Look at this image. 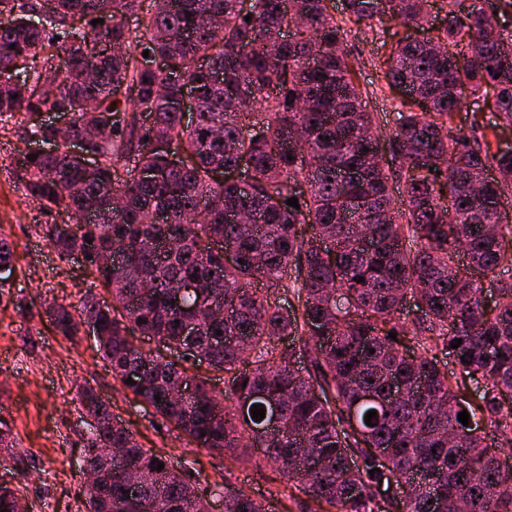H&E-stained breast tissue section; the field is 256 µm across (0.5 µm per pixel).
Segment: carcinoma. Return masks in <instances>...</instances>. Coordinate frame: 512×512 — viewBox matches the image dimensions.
Segmentation results:
<instances>
[{
    "label": "carcinoma",
    "instance_id": "1",
    "mask_svg": "<svg viewBox=\"0 0 512 512\" xmlns=\"http://www.w3.org/2000/svg\"><path fill=\"white\" fill-rule=\"evenodd\" d=\"M243 2L0 0V129L18 114L69 109L73 135L109 131L89 146L92 168L62 149L21 166L25 196L70 220L42 225L45 238L61 258L83 254L112 292L110 306L86 296L76 309L47 306V316L67 339L97 325L112 375L151 417L232 467L275 469L309 512H463L465 499L469 512H512V281L497 284L493 309L482 303V278L512 268V224L499 209L512 194V152H493L495 122L475 115L467 133L452 125L465 96L488 87L497 117L512 122V37L493 36L487 0H448L446 25L429 40L392 33L384 78L410 104L388 138L391 168L372 162L374 113L326 0ZM429 2L345 0L344 12L358 27L412 28ZM145 51L174 61L183 80L144 69ZM61 56L69 68L38 91ZM187 82L190 125L180 112ZM144 112L148 125L138 123ZM240 166L242 180L215 176ZM297 183L306 189L289 190ZM261 281L292 301L252 287ZM185 282L196 288L177 302ZM410 299L421 314L409 328L399 315ZM189 323L193 336L183 335ZM410 331L413 359L399 341ZM136 332L177 360L137 346ZM440 353L482 384L478 408L459 398ZM204 364L228 386L200 379L194 395L170 399L171 385ZM78 400L90 417L86 457L123 448L141 481L136 498L119 473L88 483L84 512L194 510L191 472L138 446L92 390ZM272 402L279 428L268 434L251 409ZM392 484L401 491L381 497ZM219 491L224 512H268L227 481ZM20 500L0 483V512Z\"/></svg>",
    "mask_w": 512,
    "mask_h": 512
}]
</instances>
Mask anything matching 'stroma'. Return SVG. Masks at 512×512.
Returning a JSON list of instances; mask_svg holds the SVG:
<instances>
[{"mask_svg":"<svg viewBox=\"0 0 512 512\" xmlns=\"http://www.w3.org/2000/svg\"><path fill=\"white\" fill-rule=\"evenodd\" d=\"M389 40L380 29L355 28L344 44L383 137L396 128L403 99L383 77ZM28 124L20 115L11 131L0 132V235L14 249L10 295L0 300V421L11 439L10 447L0 448V481L24 474L20 491L27 512H83L79 467L88 434L76 392L84 387L109 406L141 447L163 449L173 468L198 474L201 491L226 479L264 500L272 512H301L281 496L282 478L276 471L225 469L224 459L186 445L168 425L147 415L114 379L94 336L83 332L70 341L57 335L45 313L47 304L75 306L88 292L107 303L111 295L93 287L79 260L59 258L40 230L68 217L43 211L24 195L19 172L30 146Z\"/></svg>","mask_w":512,"mask_h":512,"instance_id":"35a3bbf8","label":"stroma"}]
</instances>
